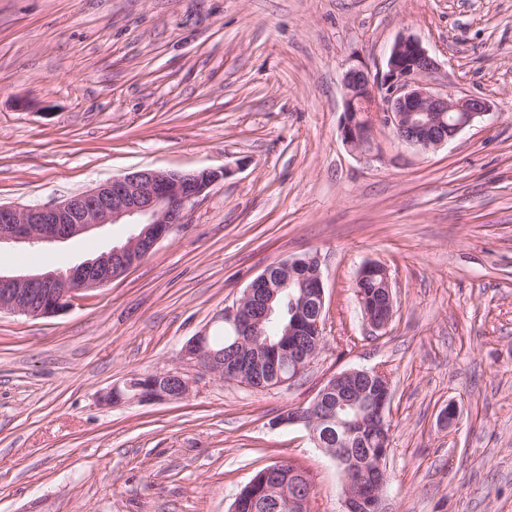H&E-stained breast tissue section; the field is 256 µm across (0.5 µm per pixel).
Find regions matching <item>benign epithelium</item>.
I'll return each instance as SVG.
<instances>
[{
    "mask_svg": "<svg viewBox=\"0 0 512 512\" xmlns=\"http://www.w3.org/2000/svg\"><path fill=\"white\" fill-rule=\"evenodd\" d=\"M435 69L437 61L422 42L412 35L400 34L389 47L385 70L373 75L353 66L344 71L345 110L340 133L347 149L354 154L372 153L374 130L380 122L391 128L399 141L427 153L450 145L476 119L491 113V106L483 97L455 98L428 87L423 78ZM225 175L226 172L215 170L185 173L142 169L114 176L62 201L24 208L0 203V244L42 247L90 234L107 224L133 226L124 242L65 271L0 273V314L42 318L70 310L87 299L90 292L109 285L148 257L182 223L196 200ZM306 261L311 268L300 275L295 271L298 264L294 259L275 264L277 272L287 274L281 284L271 275V268H266L220 319L261 345V327L274 313L273 301L298 276V285L303 288L301 298L290 297L298 318L288 326L286 335L300 336L309 329H321L320 313L314 312L324 307L320 261L316 256ZM377 276L380 302L372 303L362 293L357 294V299L367 322L381 330L394 313L389 269L380 263H365L357 280ZM182 357L192 370L175 367L132 375L123 385L100 393L98 405L105 407L121 401L179 402L190 398L202 381L228 377L221 355L211 349L205 333L187 342ZM327 421L329 417L299 406L290 409L288 419L274 422L273 427L301 426L319 448L322 441L316 427ZM310 495L309 489L290 495L284 499L283 507L306 512Z\"/></svg>",
    "mask_w": 512,
    "mask_h": 512,
    "instance_id": "obj_1",
    "label": "benign epithelium"
}]
</instances>
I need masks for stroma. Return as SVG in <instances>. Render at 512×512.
<instances>
[{
  "instance_id": "35a3bbf8",
  "label": "stroma",
  "mask_w": 512,
  "mask_h": 512,
  "mask_svg": "<svg viewBox=\"0 0 512 512\" xmlns=\"http://www.w3.org/2000/svg\"><path fill=\"white\" fill-rule=\"evenodd\" d=\"M400 34L436 57L430 86L493 111L434 153L380 125L377 156L354 155L341 76L383 69ZM144 168L223 177L85 302L0 315V512H230L278 461L311 476L307 512H344L333 460L272 422L349 369L392 380L385 512H512V0H0V203ZM130 232L5 243L0 271L65 270ZM306 254L327 343L300 380L98 405L180 365L266 266ZM368 261L397 297L381 331L354 291Z\"/></svg>"
}]
</instances>
